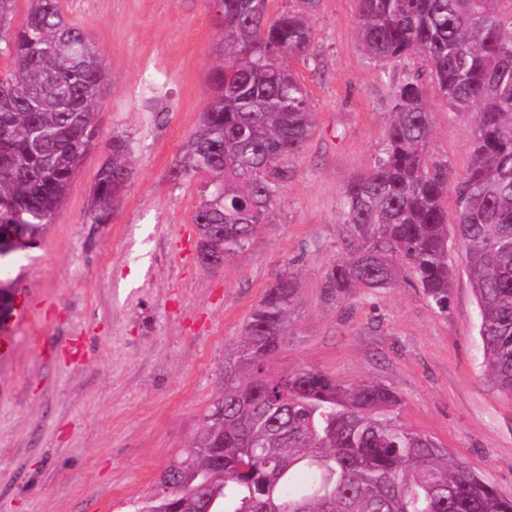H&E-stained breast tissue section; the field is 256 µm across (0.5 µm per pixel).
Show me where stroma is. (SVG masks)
<instances>
[{
    "mask_svg": "<svg viewBox=\"0 0 512 512\" xmlns=\"http://www.w3.org/2000/svg\"><path fill=\"white\" fill-rule=\"evenodd\" d=\"M112 70L84 155L41 242L7 272L43 309L0 359V512H134L191 440L224 383V357L283 268L297 275L293 334L276 368L307 364L340 382L377 381L403 399L404 422L512 497V399L484 372L478 306L456 238L447 315L421 288L339 299L323 286L345 254L342 191L369 170L385 139L392 83L359 47L355 0H321L311 17L320 69L289 64L314 109L295 175L254 245L204 270L193 212L201 176L171 171L212 96L220 25L207 0H59ZM430 160L462 176L466 121L431 95ZM130 174L109 223H92L97 172L112 136Z\"/></svg>",
    "mask_w": 512,
    "mask_h": 512,
    "instance_id": "35a3bbf8",
    "label": "stroma"
}]
</instances>
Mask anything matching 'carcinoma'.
Here are the masks:
<instances>
[{
  "mask_svg": "<svg viewBox=\"0 0 512 512\" xmlns=\"http://www.w3.org/2000/svg\"><path fill=\"white\" fill-rule=\"evenodd\" d=\"M269 0H208L224 31L213 95L176 164V179L210 176L193 214L200 256L219 269L248 250L294 176L290 159L315 124L305 85L285 64L313 68L309 19L320 0H298L274 19ZM0 0V43L11 69L0 76L1 239L13 253L34 247L96 137L102 56L70 24L59 0ZM360 44L378 63L414 55L432 87L411 69L393 84L385 144L369 171L343 191L350 248L323 287L347 298L412 276L429 305L448 315V166L429 162V89L470 120L472 161L453 184L455 224L479 308L485 370L512 397V0H356ZM129 147L114 135L98 170L91 219L106 224L129 175ZM17 280L0 278V316ZM296 277L277 274L224 359V388L199 420L192 443L165 467L159 491L135 512H512L436 437L407 426L402 400L373 381L342 383L297 365L270 362L285 350Z\"/></svg>",
  "mask_w": 512,
  "mask_h": 512,
  "instance_id": "1",
  "label": "carcinoma"
}]
</instances>
